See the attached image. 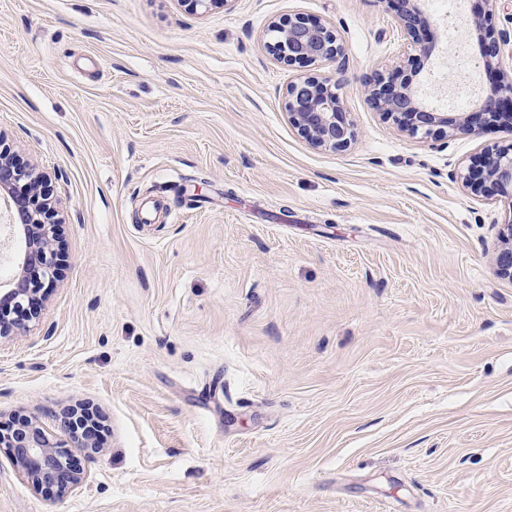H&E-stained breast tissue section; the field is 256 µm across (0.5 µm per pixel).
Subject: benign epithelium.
<instances>
[{"mask_svg":"<svg viewBox=\"0 0 512 512\" xmlns=\"http://www.w3.org/2000/svg\"><path fill=\"white\" fill-rule=\"evenodd\" d=\"M396 18L407 42L420 54L430 57L435 46L426 37L429 18L418 0H394ZM265 48L273 58L287 66L307 67L336 62V72L323 77H306L288 85L284 108L298 133L313 147L342 150L355 139V129L340 94L338 75L342 73L343 42L331 27L301 18L288 23L272 22ZM512 37L480 46L484 71L490 89L475 101L476 112H440L425 104L412 81L400 67L377 73L365 82L367 98L384 116L409 136L418 139L449 137L470 131L474 124L497 125L512 132V79L500 68L501 45ZM43 174L36 168L23 170L10 154L0 148V201L7 204L12 223L17 225L22 247L18 254L19 273L0 282V339L14 336L22 321L38 317L37 295L52 286L56 274V254L51 241L56 236L54 202L40 199L34 189ZM463 182L476 197L499 196L512 200V143L487 150L480 161L468 169ZM496 274L512 281V224H503L494 257ZM0 447L9 449V460L36 488L56 490L64 497L80 483L66 458L39 424L25 421L19 427L0 433Z\"/></svg>","mask_w":512,"mask_h":512,"instance_id":"7a95c632","label":"benign epithelium"}]
</instances>
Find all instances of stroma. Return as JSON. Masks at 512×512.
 Instances as JSON below:
<instances>
[{"label":"stroma","instance_id":"obj_1","mask_svg":"<svg viewBox=\"0 0 512 512\" xmlns=\"http://www.w3.org/2000/svg\"><path fill=\"white\" fill-rule=\"evenodd\" d=\"M411 52L387 0H0V142L45 172L57 275L0 339V428L86 408L81 485L35 489L0 447V512H512V201L460 178L512 134L420 141L364 79L406 61L456 111L484 0H422ZM344 44L356 138L312 147L269 23ZM512 222L501 225L499 243L494 257L496 274L512 281Z\"/></svg>","mask_w":512,"mask_h":512}]
</instances>
